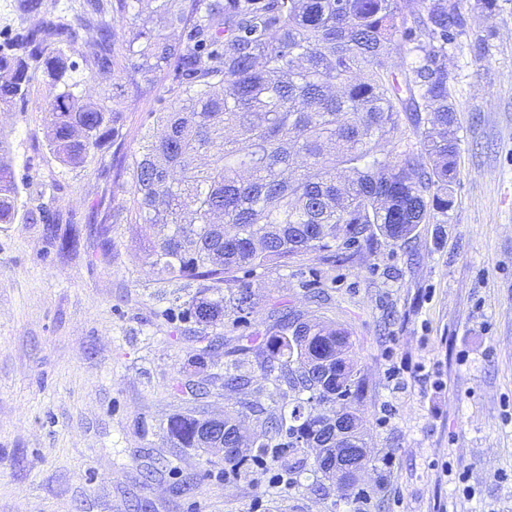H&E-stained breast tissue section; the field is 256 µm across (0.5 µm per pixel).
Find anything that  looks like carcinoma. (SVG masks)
<instances>
[{"label": "carcinoma", "mask_w": 512, "mask_h": 512, "mask_svg": "<svg viewBox=\"0 0 512 512\" xmlns=\"http://www.w3.org/2000/svg\"><path fill=\"white\" fill-rule=\"evenodd\" d=\"M133 2L131 26L118 35L112 11L127 0H85L71 19L22 0L40 19L0 53V109L24 100L40 68L51 87L48 146L62 165L84 167L104 138H123L119 110L76 96L69 83L67 51L89 27L90 69L128 67L137 84L166 93L169 106L152 113L120 161L126 220L167 229L138 256L162 279L196 282L186 314L205 351L222 345L209 328L224 322L228 275L367 240L373 229L405 243L431 211L454 206L461 139L448 44L465 28L464 0H423L416 13L407 0ZM144 13L179 35L136 23ZM8 152L0 136V224L42 223L52 234V225L73 223L21 203ZM271 317L257 366L282 388L280 400L224 413V463L241 469L269 447L239 438L249 412L286 431L272 461L290 474L332 421L345 424L342 447H366L365 379L351 334L292 310ZM204 424L176 414L167 429L180 447L200 448ZM315 471L351 491L358 483L351 472Z\"/></svg>", "instance_id": "obj_1"}]
</instances>
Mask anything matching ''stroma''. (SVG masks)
I'll return each mask as SVG.
<instances>
[{"label": "stroma", "instance_id": "stroma-1", "mask_svg": "<svg viewBox=\"0 0 512 512\" xmlns=\"http://www.w3.org/2000/svg\"><path fill=\"white\" fill-rule=\"evenodd\" d=\"M84 51L71 54L77 91L120 109L124 141L86 167L61 165L47 146L42 80L23 111H0L26 206L76 218L55 240L41 224H0V512H436L443 502L512 512V0L490 16L468 12L448 46L461 126L448 214L402 245L377 234L234 273L231 288L247 286L255 306L226 308L217 331L249 339L243 391L224 387L237 354L201 355L182 316L195 283L157 280L134 251L149 228L121 215L130 185L111 162L137 147L165 103L136 95L131 70L87 68ZM50 183L54 196L40 197ZM70 234L75 248L61 250ZM275 310L352 336L366 378L368 506L337 484L317 487L308 469L280 488L269 485L274 463L225 475L223 459L176 447L167 432L176 414L278 398L256 363ZM403 361L438 365L440 384L394 378ZM201 378L206 398L178 394L179 381Z\"/></svg>", "mask_w": 512, "mask_h": 512}]
</instances>
